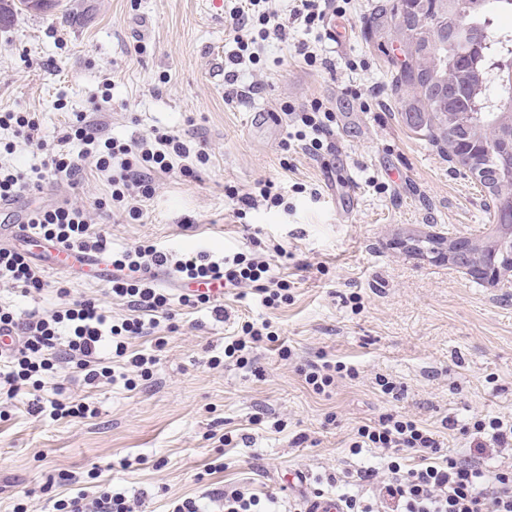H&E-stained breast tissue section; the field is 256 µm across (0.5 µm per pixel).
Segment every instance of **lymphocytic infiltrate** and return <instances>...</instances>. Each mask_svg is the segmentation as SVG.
Returning a JSON list of instances; mask_svg holds the SVG:
<instances>
[{
	"label": "lymphocytic infiltrate",
	"mask_w": 512,
	"mask_h": 512,
	"mask_svg": "<svg viewBox=\"0 0 512 512\" xmlns=\"http://www.w3.org/2000/svg\"><path fill=\"white\" fill-rule=\"evenodd\" d=\"M267 2L242 0L230 8L227 24L235 44L230 61L235 66L256 61L263 42L287 41L289 29L312 30L322 23L326 10L344 9L341 0H293L289 21L283 24L276 21ZM282 109L289 125L296 128L297 149L316 159L331 153L328 137L336 122L331 108L315 99L299 107L287 102ZM0 127L13 129L44 153L41 164L29 169L0 168L1 204L26 192H43L62 178L69 188H77L83 163L89 160L111 186L109 209L138 220L143 216L142 202L156 192L157 175L169 173L174 159H194V167L183 170L189 177L195 166L210 161L203 141L160 128L130 140L108 137L81 114L52 143L45 140L32 112H1ZM224 194L235 205L234 217L241 221L259 206L285 204L284 195L271 180L256 181L245 190L229 185ZM27 224L29 232L45 240L82 252L108 254L112 261L109 291L129 311L125 318L112 320L96 299L70 300V291L63 285L56 290L63 306L45 315L34 311L24 315L12 305H0V335L17 339L15 347L0 354V398L7 402L27 398L29 412L36 415L53 419L94 415L89 403L65 397L62 387H53L51 395H44L45 375L65 364H75L88 385L119 379L133 389L152 377L156 353H131L128 342L137 336H154L161 322L174 318L169 293L155 284L158 272L174 271L185 285L214 281L228 291L248 286L267 308H278L289 300L287 280L274 271V258L287 255L278 243L266 245L261 253L242 250L222 257L155 243L115 252L106 232L94 230L89 212L68 200L30 211ZM0 283L26 294L41 292L45 286L42 269L10 246H0ZM277 340L278 333L269 321L243 322L239 334L225 341L223 354L211 357L209 363L215 368L227 363L247 368L259 344ZM106 348L121 361V370L105 365L100 352ZM300 373L319 394L329 393L338 380L356 375L353 367L331 360L307 363ZM462 433L471 437L474 447L458 457L446 453L437 433L400 414H385L359 426L350 453L374 448L384 464L357 470L358 481L369 492L340 494L342 512H512V469L489 466L493 457L512 455V419L487 416L463 427ZM408 454L417 456L416 466L405 467L403 458ZM63 480L74 490L54 502V512H135L134 500L125 493L103 485L88 489L69 474Z\"/></svg>",
	"instance_id": "lymphocytic-infiltrate-1"
}]
</instances>
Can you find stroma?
Wrapping results in <instances>:
<instances>
[{
	"label": "stroma",
	"instance_id": "stroma-1",
	"mask_svg": "<svg viewBox=\"0 0 512 512\" xmlns=\"http://www.w3.org/2000/svg\"><path fill=\"white\" fill-rule=\"evenodd\" d=\"M385 0H352L330 13L306 40L327 57L310 67L292 43L269 41L258 64L236 68L242 100H228L224 74L232 49L225 17L234 0H60L47 13L17 11L0 21V110L37 113L52 140L74 114H86L107 135L130 139L155 127L205 140L211 155L198 177L164 175L143 221L97 210L109 187L86 165L78 190L24 193L0 209V225L19 214L71 199L85 207L115 246L140 241L204 249L219 256L244 247L251 232L281 241L289 303L262 307L254 295L224 299L227 314L176 306V331L159 328L165 346L151 380L84 384L77 369L55 374L67 395L90 401L96 417L34 416L26 402L0 416V512L27 502L52 512L70 494L59 474H98L114 490L138 498L136 512H166L172 500L196 499L216 512V487L273 497L274 512H293L310 480L342 476L361 459L347 444L356 428L398 411L437 431L449 454L465 452L461 425L490 415L512 418V283L475 280L414 242L428 237L488 239L496 229L486 188L460 172L446 153L411 133L391 83L392 56L366 31ZM356 70H349L348 62ZM376 92L371 110L359 94ZM320 99L336 113L327 162L285 155L280 106ZM65 108H58V101ZM350 176L358 192L336 193ZM270 178L291 211L252 210L235 223L224 188L245 189ZM384 191H376L374 182ZM320 199H312L311 190ZM41 293L0 285V300L20 310L58 306V282L72 296L97 298L113 318L127 315L105 282L45 270ZM266 319L293 356L276 344L256 351L254 370L213 368L225 337L247 320ZM350 362L357 379H342L331 396L314 394L298 368L318 354ZM397 397L382 394L378 378ZM335 422H328V415ZM261 424H253L254 416ZM457 421L448 430L444 419ZM241 433L217 451L210 433ZM307 435L299 443V435ZM223 460V470L209 465Z\"/></svg>",
	"mask_w": 512,
	"mask_h": 512
}]
</instances>
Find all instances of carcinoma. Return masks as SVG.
Segmentation results:
<instances>
[{"instance_id": "cac0c4a2", "label": "carcinoma", "mask_w": 512, "mask_h": 512, "mask_svg": "<svg viewBox=\"0 0 512 512\" xmlns=\"http://www.w3.org/2000/svg\"><path fill=\"white\" fill-rule=\"evenodd\" d=\"M419 17L418 26H402L403 8ZM512 14V0H390L366 22L372 38L383 39L390 26L402 30L406 60L396 67L392 82L406 127L429 141L457 152L460 141L477 136L482 146L470 157L497 167L494 144L512 124V38L494 43L488 37L493 17ZM448 31V42L433 37V28ZM481 104L474 126L468 120L448 119L450 112H466Z\"/></svg>"}]
</instances>
